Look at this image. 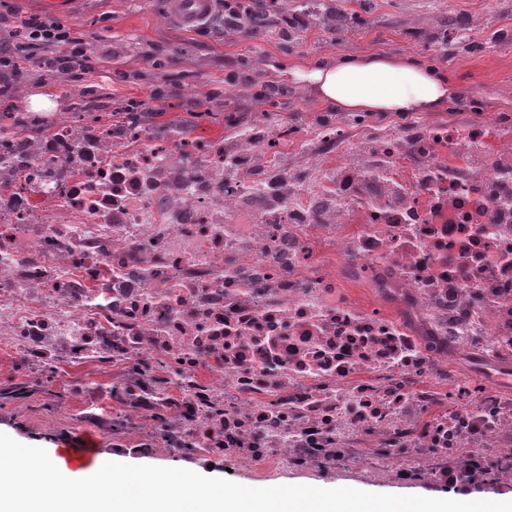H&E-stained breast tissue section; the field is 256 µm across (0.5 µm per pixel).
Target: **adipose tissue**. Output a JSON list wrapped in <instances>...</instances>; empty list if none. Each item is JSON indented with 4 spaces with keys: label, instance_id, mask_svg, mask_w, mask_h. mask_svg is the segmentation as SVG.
I'll use <instances>...</instances> for the list:
<instances>
[{
    "label": "adipose tissue",
    "instance_id": "obj_1",
    "mask_svg": "<svg viewBox=\"0 0 512 512\" xmlns=\"http://www.w3.org/2000/svg\"><path fill=\"white\" fill-rule=\"evenodd\" d=\"M294 83L339 112L422 115L455 96L459 88L409 56L369 54L293 68Z\"/></svg>",
    "mask_w": 512,
    "mask_h": 512
}]
</instances>
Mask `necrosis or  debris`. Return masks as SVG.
<instances>
[{
	"label": "necrosis or debris",
	"mask_w": 512,
	"mask_h": 512,
	"mask_svg": "<svg viewBox=\"0 0 512 512\" xmlns=\"http://www.w3.org/2000/svg\"><path fill=\"white\" fill-rule=\"evenodd\" d=\"M32 118L52 137H0L1 347L124 366L113 399L128 416L166 408L171 454L190 433L255 465L334 468L368 448L393 472L464 452L512 481V396L468 402L446 372L451 354H512L511 125L390 132L362 116L356 138L326 120L301 164L258 177L288 137L268 116L229 149L183 148L135 116ZM319 238L410 323L336 302L340 279L308 251Z\"/></svg>",
	"instance_id": "4bbe7bcc"
}]
</instances>
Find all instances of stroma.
<instances>
[{
	"mask_svg": "<svg viewBox=\"0 0 512 512\" xmlns=\"http://www.w3.org/2000/svg\"><path fill=\"white\" fill-rule=\"evenodd\" d=\"M43 13L39 0H0V45L12 43L27 18ZM58 22L84 36L93 63L89 79L21 65L0 110L17 111L36 95L47 98L52 112L102 115L119 104L135 103L140 111L156 113L153 129L158 133L185 128L190 137H220L229 147L263 111L258 95L272 84L284 92L275 113L294 131L280 146L288 157L297 155L298 145L312 146L320 122L351 120L350 114L321 106L307 89L289 82V69L334 54L386 53L413 55L464 87V95L449 100L439 118L462 119L477 111L512 117V40L497 37L501 30H512V0H368L363 24L339 35L313 22L290 41L280 40L272 26L250 35L219 34L224 9L218 2L207 23L193 29L170 24L163 0H80ZM228 74L234 83H225ZM91 83L105 85L101 98L86 95ZM206 111L212 119L198 120V113ZM450 364L467 381L470 400L497 385L512 392V380L498 383L485 358H454ZM123 373V366L109 363L64 366L48 381L40 367L0 349V432L50 454L75 434L88 433L97 438L101 455L118 449L134 465L208 466L213 476L248 487L326 485L426 497L446 493L443 484L412 462L393 475L377 473L363 460L331 469L297 463L259 473L246 465L220 461L212 467L196 455L160 453L163 437L152 417L128 420L120 405L106 413L98 403L101 391Z\"/></svg>",
	"mask_w": 512,
	"mask_h": 512,
	"instance_id": "stroma-1",
	"label": "stroma"
}]
</instances>
